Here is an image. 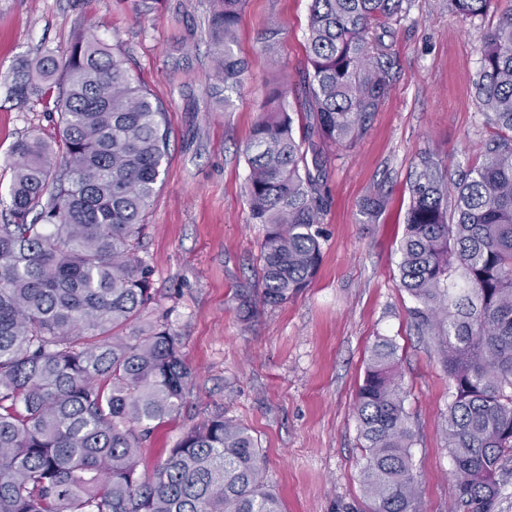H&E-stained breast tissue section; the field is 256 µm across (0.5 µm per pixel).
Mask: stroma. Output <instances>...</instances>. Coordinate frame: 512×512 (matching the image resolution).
<instances>
[{
  "mask_svg": "<svg viewBox=\"0 0 512 512\" xmlns=\"http://www.w3.org/2000/svg\"><path fill=\"white\" fill-rule=\"evenodd\" d=\"M310 5L246 0L238 53L249 72L223 110L205 41L211 0H0V200L9 197L14 143L58 134L51 103L6 99L13 69L46 50L65 54L74 32L92 30L124 54L131 78L165 112L166 171L140 255L198 372L196 413L220 406L250 428L284 512H367L354 405L371 347L391 338L415 432L422 512H454L453 463L439 431L450 379L411 323L399 247L418 155L432 153L452 173L474 164L488 137L473 81L496 18L463 17L449 0H411L390 37L388 98L361 139L331 153L312 284L245 323L236 296L254 285L264 235L250 221L245 151L273 72L293 81L306 62ZM272 24L280 44L271 59L259 35ZM379 184L388 202L370 221L359 204Z\"/></svg>",
  "mask_w": 512,
  "mask_h": 512,
  "instance_id": "35a3bbf8",
  "label": "stroma"
}]
</instances>
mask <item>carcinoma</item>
I'll return each instance as SVG.
<instances>
[{"instance_id": "carcinoma-1", "label": "carcinoma", "mask_w": 512, "mask_h": 512, "mask_svg": "<svg viewBox=\"0 0 512 512\" xmlns=\"http://www.w3.org/2000/svg\"><path fill=\"white\" fill-rule=\"evenodd\" d=\"M244 2L212 0L207 22L224 108L248 72L236 52ZM492 2L451 0L465 17ZM407 4L312 0L296 107L273 81L246 148L250 218L265 235L257 287L237 294L243 320L315 277L328 150L359 140L386 98L385 37ZM279 35L262 33L271 57ZM55 88L59 139L14 144L0 224V512H282L257 440L222 407L188 417L167 457L139 469L143 443L185 416L197 379L139 257L165 113L91 32L62 57L22 60L7 94L24 103ZM474 90L489 127L481 160L454 179L420 155L400 281L453 382L441 431L455 506L494 512L512 461V0L485 36ZM385 204L379 187L360 211L373 220ZM399 377L397 345L383 339L356 395L368 512H421Z\"/></svg>"}]
</instances>
